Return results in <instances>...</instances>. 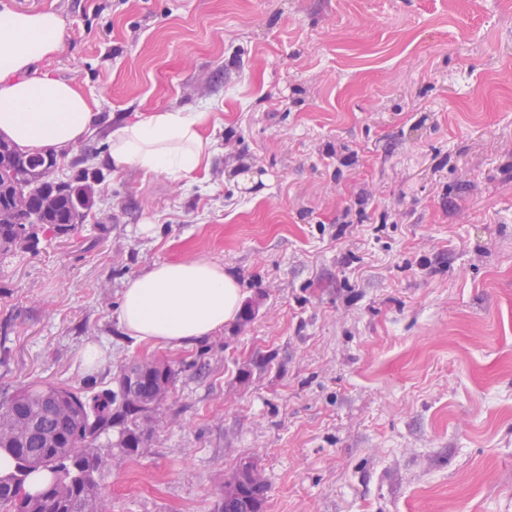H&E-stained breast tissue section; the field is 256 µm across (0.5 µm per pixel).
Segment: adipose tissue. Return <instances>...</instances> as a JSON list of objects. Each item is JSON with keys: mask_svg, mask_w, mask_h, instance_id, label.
Here are the masks:
<instances>
[{"mask_svg": "<svg viewBox=\"0 0 512 512\" xmlns=\"http://www.w3.org/2000/svg\"><path fill=\"white\" fill-rule=\"evenodd\" d=\"M64 26L50 8L0 11V137L31 153L62 156L90 132L97 114L74 85L42 71L60 50ZM203 112H147L112 132L107 163L191 178L208 166L215 142ZM241 287L222 264L187 257L157 261L131 278L118 319L137 338L170 348L201 341L233 321Z\"/></svg>", "mask_w": 512, "mask_h": 512, "instance_id": "adipose-tissue-1", "label": "adipose tissue"}]
</instances>
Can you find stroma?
Returning <instances> with one entry per match:
<instances>
[{
	"label": "stroma",
	"mask_w": 512,
	"mask_h": 512,
	"mask_svg": "<svg viewBox=\"0 0 512 512\" xmlns=\"http://www.w3.org/2000/svg\"><path fill=\"white\" fill-rule=\"evenodd\" d=\"M64 21L51 76L97 103L87 220L0 255V400L169 361L165 422L98 477L111 512H512V6L505 0H0ZM208 109V168L112 171L111 131ZM223 264L252 315L129 336L128 280ZM97 344L96 360L82 350ZM260 475L258 465L252 460L241 462L237 468L224 479V496L239 493L250 480ZM269 487L264 478L251 482L237 497L222 499L217 512H262Z\"/></svg>",
	"instance_id": "stroma-1"
}]
</instances>
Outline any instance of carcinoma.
<instances>
[{
    "label": "carcinoma",
    "mask_w": 512,
    "mask_h": 512,
    "mask_svg": "<svg viewBox=\"0 0 512 512\" xmlns=\"http://www.w3.org/2000/svg\"><path fill=\"white\" fill-rule=\"evenodd\" d=\"M0 180V209L14 211V223L0 224V254L35 250L41 225L64 236L89 216L91 200L83 189L54 184L45 177L56 166L52 155L29 153ZM31 191L28 202L15 205L16 188ZM55 194L57 205L42 210L40 194ZM176 371L160 359L124 365L116 388L93 395L81 389L29 385L0 402V451L17 460L12 473L0 475V509L10 512H108L97 476L112 463V444H96L119 429L117 447L131 456L140 452L143 422L169 392ZM45 471L49 480L37 491L26 490L27 477ZM269 487L264 479L251 482L237 497L224 499L217 512H262Z\"/></svg>",
    "instance_id": "1"
}]
</instances>
